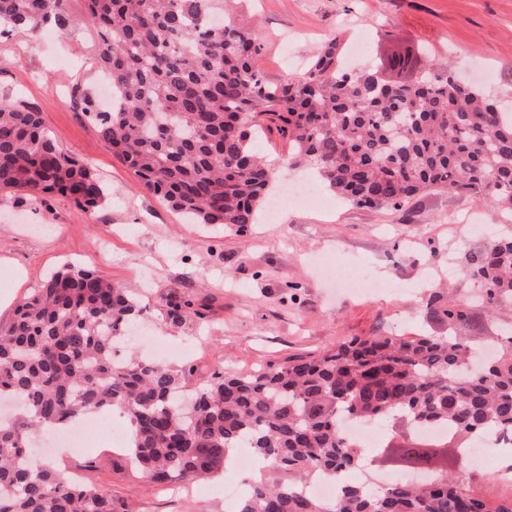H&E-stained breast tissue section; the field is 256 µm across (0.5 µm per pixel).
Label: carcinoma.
<instances>
[{
    "instance_id": "carcinoma-1",
    "label": "carcinoma",
    "mask_w": 512,
    "mask_h": 512,
    "mask_svg": "<svg viewBox=\"0 0 512 512\" xmlns=\"http://www.w3.org/2000/svg\"><path fill=\"white\" fill-rule=\"evenodd\" d=\"M247 0H85L98 31L96 61L112 84V111L94 112L104 147L194 224L239 229L261 222L276 181L308 168L358 207L400 210L431 192L479 196L512 213V111L430 59L423 73L388 89L379 69L347 72L339 41H325L304 73L273 89L263 80L258 28L240 20ZM75 29L68 0H0V35ZM288 144L273 167L257 146ZM61 194L86 211L105 188L65 154L30 106L0 100V195ZM474 302L512 307V234L465 257ZM146 309L96 272L72 265L46 277L0 328V398L23 412L0 422V512H131L101 489L74 482L27 453L32 430L91 412L119 411L131 469L163 485L208 477L231 449L248 448L284 474L249 486L237 512H512L446 472L431 449L453 453L487 431L512 435V326L492 337L496 353L468 364L460 334L482 317L434 294L428 314L448 333L353 336L312 357L270 363L242 376L214 372L183 395L192 369L131 354L119 358L130 323ZM451 424L440 437L400 429V461L420 483L367 492L344 488L333 502L292 490L311 470L351 469L361 450L339 426L345 415Z\"/></svg>"
}]
</instances>
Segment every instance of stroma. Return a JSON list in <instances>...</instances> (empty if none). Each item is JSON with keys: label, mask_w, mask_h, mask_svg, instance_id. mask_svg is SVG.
Returning <instances> with one entry per match:
<instances>
[{"label": "stroma", "mask_w": 512, "mask_h": 512, "mask_svg": "<svg viewBox=\"0 0 512 512\" xmlns=\"http://www.w3.org/2000/svg\"><path fill=\"white\" fill-rule=\"evenodd\" d=\"M69 5L82 21L84 0ZM241 17L260 29L259 65L273 86L296 78L288 59L306 60L337 36L345 46L363 41V66L396 46H426L487 92L512 98V0H249ZM96 38L83 21L70 35L0 38V97L41 112L60 147L96 170L107 190L87 212L59 194L0 201V298L30 296L63 264L88 267L148 299L139 325L179 349L172 366L192 363L200 377L217 369L246 375L353 336L435 328L422 281L434 276L443 294L471 301L476 285L449 264L512 233L488 201L446 193L395 211L358 208L327 190L325 205L284 206L275 224L239 231L185 223L104 148L88 116L106 105ZM324 259L356 264L378 292L338 290L317 266ZM171 294L192 296L202 315L168 318ZM32 453L134 512H236L233 500L160 489L128 471L115 449L63 455L39 436Z\"/></svg>", "instance_id": "stroma-1"}]
</instances>
